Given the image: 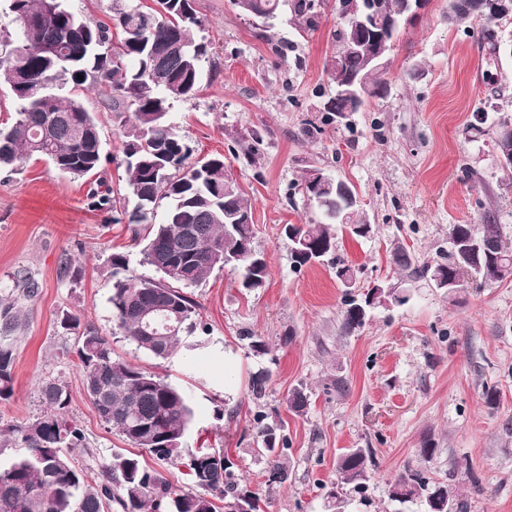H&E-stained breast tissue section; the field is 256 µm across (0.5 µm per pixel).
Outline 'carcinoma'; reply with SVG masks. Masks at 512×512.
I'll list each match as a JSON object with an SVG mask.
<instances>
[{
    "label": "carcinoma",
    "mask_w": 512,
    "mask_h": 512,
    "mask_svg": "<svg viewBox=\"0 0 512 512\" xmlns=\"http://www.w3.org/2000/svg\"><path fill=\"white\" fill-rule=\"evenodd\" d=\"M166 16H149L151 8L135 0H111L110 22L90 23L71 11L66 0H11L18 27L0 36V83L17 104L10 123H0V170H21L33 157L47 160L58 172L75 179L97 173L103 161L98 124L77 98L89 87L98 92L124 131L123 155L127 195L114 191L99 178L89 188L93 206L115 209L133 197L128 223L145 230L142 263L160 278L127 276L129 259L112 253V316L124 339L136 349L160 359L173 356L184 334L196 329V304L184 289L205 281L225 267L224 259L239 271L240 287L253 290L267 282L268 265L255 268L249 253L255 249L252 202L242 191L224 194L227 178L224 157H202L190 162L189 146L168 122L174 101L194 94L201 83V65L207 45L194 37L201 27L193 0H163ZM292 17L304 31L315 29L323 0H288ZM281 0H233L242 13L265 9L275 13ZM391 23L402 26L408 0H381ZM352 31L339 21L334 31L336 55L325 66L330 81L341 73L365 76L369 97H380L387 83L370 59L371 49L351 53ZM83 79H78V76ZM512 116H504L497 137L499 153L512 157ZM301 190L316 198L321 219L291 224L287 235L294 268L314 256L336 250V195L316 192L310 172L301 178ZM167 203L161 220L155 210ZM449 249L436 265H414L408 251L394 249V263L410 276L455 280L462 269L480 267L485 283L512 276V251L502 241L501 227L453 224ZM40 282L26 270L13 274L12 286L0 290V400L14 395V337L25 315L20 301H32ZM179 315L175 327L162 331L157 341L145 333L141 315L160 308ZM365 325L349 297L342 302L340 332L349 336ZM60 327L76 335L83 388L101 421L123 441L146 450L158 468L144 464L134 453L114 452L98 465L97 453L86 446L80 427L68 419V386L61 380L41 384L43 413L11 430L8 459L0 461V512H224V502L246 499L249 512H264L260 495L240 483L233 463L222 450L200 448L182 456V439L194 410L188 396L156 373L114 353L112 342L97 327L66 313ZM260 454L275 451L282 438L281 423L255 419ZM79 449L90 463L80 467L72 453ZM185 463L193 489L174 485L161 469ZM372 458L352 448L336 461V486L356 493L366 490ZM286 462L270 460L269 483L287 480ZM448 498L453 512H467V504L445 483L423 470H408L389 483V499L400 504L421 502L431 512L433 495Z\"/></svg>",
    "instance_id": "cac0c4a2"
}]
</instances>
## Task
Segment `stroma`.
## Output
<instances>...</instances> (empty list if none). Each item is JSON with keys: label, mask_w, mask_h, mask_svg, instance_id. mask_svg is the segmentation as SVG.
I'll use <instances>...</instances> for the list:
<instances>
[{"label": "stroma", "mask_w": 512, "mask_h": 512, "mask_svg": "<svg viewBox=\"0 0 512 512\" xmlns=\"http://www.w3.org/2000/svg\"><path fill=\"white\" fill-rule=\"evenodd\" d=\"M194 8L208 58L199 91L174 102L169 122L194 157L223 155L251 199L267 283L248 293L236 271L214 270L187 290L198 316L186 347L156 359L123 338L108 302L112 253L128 255L130 274L155 275L140 262L143 244L131 225L92 207L88 183L46 161L0 171V289L20 269L41 283L40 296L24 305L14 395L0 402V431L40 414L42 382L59 378L70 392L68 417L99 459L124 448L84 392L76 338L58 323L72 312L117 354L187 393L195 418L184 450H224L267 512H333L326 492L338 457L351 448L371 449L374 471L366 494L350 495L347 512H420L388 498L389 481L409 469L455 488L467 512H512V277L488 285L468 272L448 294L428 279H407L392 262L402 246L417 266L434 264L453 224H500L512 249V175L501 168L495 128L474 119L480 110L512 112V58L490 57L476 18L449 21L448 0H428L388 54L386 96L340 120L323 109L331 92L324 65L336 50L332 8L321 11L312 32L285 9L262 25L230 0H194ZM278 45L287 46L286 57L275 53ZM80 96L99 125L101 172L124 188L120 125L97 91ZM252 132L260 145L249 165L234 151L239 136ZM311 167L350 182L373 226L366 238L338 236V260L359 268L360 286L381 282L410 294L404 305L375 310L349 336L339 331L344 290L335 268L295 269L282 232L319 218L297 185ZM66 256L76 279L59 273ZM257 339L267 352L253 349ZM260 370L270 379L256 396L249 379ZM296 388L309 396L299 414L288 407ZM260 414L284 425L285 483H269L268 460L254 451ZM426 439L435 448L429 458L421 453Z\"/></svg>", "instance_id": "35a3bbf8"}]
</instances>
